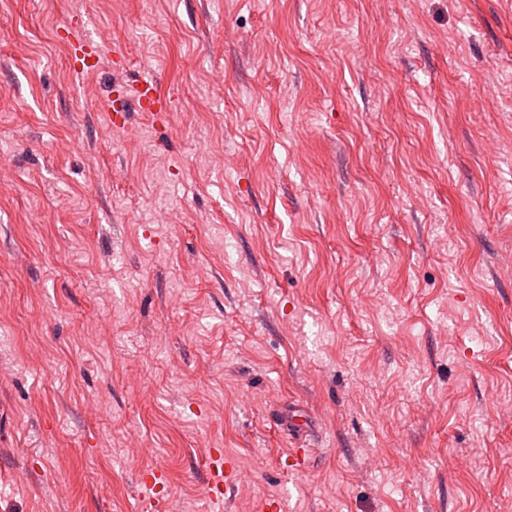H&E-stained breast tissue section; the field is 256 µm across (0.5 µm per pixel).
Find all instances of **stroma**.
I'll use <instances>...</instances> for the list:
<instances>
[{
    "instance_id": "1",
    "label": "stroma",
    "mask_w": 512,
    "mask_h": 512,
    "mask_svg": "<svg viewBox=\"0 0 512 512\" xmlns=\"http://www.w3.org/2000/svg\"><path fill=\"white\" fill-rule=\"evenodd\" d=\"M151 468L162 512H512V0H0V512ZM69 43L74 57L73 70L82 75L95 69L99 62V50L90 40L77 31H69ZM132 105L142 112H162L164 104L153 79L143 80L137 86V94L133 99L126 98L121 112L131 109ZM219 455L214 457V454ZM209 461L206 468V478L215 499H222L230 491L234 480L237 477L234 462L228 457L220 455L218 448H211L208 451Z\"/></svg>"
}]
</instances>
